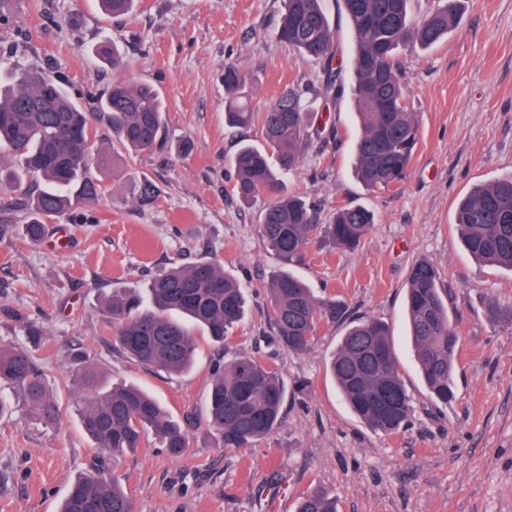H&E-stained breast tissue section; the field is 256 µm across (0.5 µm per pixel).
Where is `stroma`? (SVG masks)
Wrapping results in <instances>:
<instances>
[{
	"instance_id": "35a3bbf8",
	"label": "stroma",
	"mask_w": 512,
	"mask_h": 512,
	"mask_svg": "<svg viewBox=\"0 0 512 512\" xmlns=\"http://www.w3.org/2000/svg\"><path fill=\"white\" fill-rule=\"evenodd\" d=\"M284 0H139L112 17L95 0H0V68L54 77L91 116L92 156L102 185L75 201L69 220L50 223L32 244L23 203L0 209V346H26L25 328L44 330L36 353L59 420L26 421L22 397L0 417V512H57L96 451L73 405L72 374L87 360L106 383L133 379L189 437L182 457L154 437L110 463L136 512H294L320 487L338 512H512V327L492 325L486 305L512 304V273L477 265L462 247L454 210L478 184L512 172V0H467L458 29L427 52L401 56L407 96L420 124L409 175L366 189L352 172L357 133L351 96L310 104L315 127L336 134L325 152L307 151L287 185L326 223L340 205H362L376 223L356 250L312 246L298 275L316 297L343 300L353 316L390 326L399 370L414 401L409 427L372 431L341 400L327 371L344 324L326 322L310 350L271 342L265 292L280 263L259 214L270 198L243 203L232 191V157L249 128L224 125V62L247 72L252 111L317 81L318 69L279 42ZM117 45L121 76L156 88L166 106L168 144L131 157L99 113L119 74L96 55ZM189 141L181 153L177 145ZM151 180L155 199L132 192ZM203 256L222 261L242 284L244 319L223 349L198 338L192 369L169 375L137 366L117 347L105 299L139 290L156 274ZM430 261L448 290L459 334L454 397L434 403L414 361L404 316L411 267ZM248 355L280 368L281 422L240 452L213 447L205 421L217 357Z\"/></svg>"
}]
</instances>
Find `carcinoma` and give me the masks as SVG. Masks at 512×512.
<instances>
[{"instance_id":"cac0c4a2","label":"carcinoma","mask_w":512,"mask_h":512,"mask_svg":"<svg viewBox=\"0 0 512 512\" xmlns=\"http://www.w3.org/2000/svg\"><path fill=\"white\" fill-rule=\"evenodd\" d=\"M107 14L131 12L136 0H98ZM353 35L350 88L360 120L353 147V169L368 189L403 182L419 142V122L407 101L398 66L401 53L427 51L454 31L461 0H439L437 8L414 22L410 0H343ZM276 35L300 57L320 66L316 85L292 90L264 112L248 105L247 73L224 63L225 124L254 128L260 144L241 145L232 164L233 191L245 202L266 192L273 201L260 217L264 240L281 261L266 285L274 329L272 341L289 352L311 347L324 322L348 321L329 372L355 416L375 432L405 428L414 406L396 360L389 327L373 317L348 320L346 306L319 299L292 269L305 264L314 243L339 251L356 249L375 224L367 208L339 206L329 223L318 224L305 200L290 191L285 176L302 163L304 152L325 150L327 138L310 131L307 95L336 100L345 93L341 63L335 62L336 31L321 0H285ZM101 57L120 71L121 51L102 46ZM100 112L119 145L134 154L160 149L166 141L165 106L148 84L117 79L103 96ZM88 114L45 74L26 73L0 85V151L7 150L18 170L0 168V193L28 195L22 174L39 175L47 188L31 197L26 224L38 243L44 224L63 219L72 198L92 199L100 186L88 150ZM277 158L273 167L271 158ZM454 222L465 250L477 262L512 272V174L474 188L457 205ZM243 286L224 272L217 259L202 257L175 266L149 281L144 290L106 299L103 311L115 327V342L134 363L169 374L191 369L196 341L191 327L222 347L228 331L245 313ZM486 318L512 325V305L491 302ZM406 320L418 373L430 398L441 405L454 396L459 336L438 271L416 262L406 288ZM0 382L25 399L32 418L52 425L60 408L48 390L43 370L29 349L0 346ZM74 406L84 432L97 450L89 468L70 487L60 512H134L132 496L106 466L110 456L132 453L151 434L172 457L182 456L188 437L159 402L133 382L100 381L92 365L73 378ZM286 388L280 369L250 356L217 362L209 382L207 420L216 448L235 452L272 433L280 421ZM295 512H337L336 498L316 488L296 502Z\"/></svg>"}]
</instances>
